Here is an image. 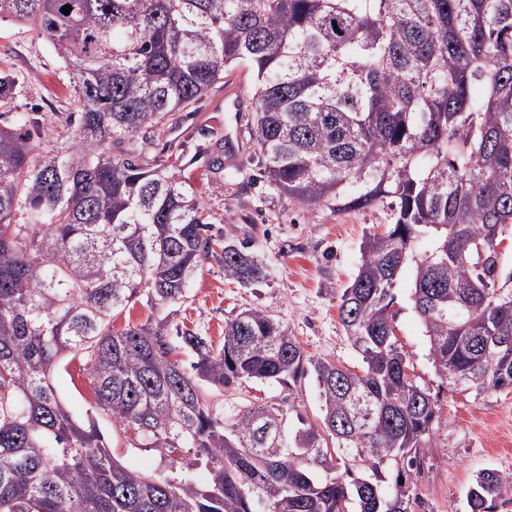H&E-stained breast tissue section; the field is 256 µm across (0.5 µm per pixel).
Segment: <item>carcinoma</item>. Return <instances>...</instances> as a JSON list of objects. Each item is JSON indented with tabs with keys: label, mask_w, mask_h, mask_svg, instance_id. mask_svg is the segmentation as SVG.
Returning <instances> with one entry per match:
<instances>
[{
	"label": "carcinoma",
	"mask_w": 512,
	"mask_h": 512,
	"mask_svg": "<svg viewBox=\"0 0 512 512\" xmlns=\"http://www.w3.org/2000/svg\"><path fill=\"white\" fill-rule=\"evenodd\" d=\"M7 17L49 38L83 108L55 154L39 147L52 123L0 126V512H411L440 413L395 339L408 263L435 372L512 391V349L480 355L512 345L498 251L512 239V0H0ZM239 62L255 73L252 136L274 188L336 213L396 198L339 298L359 371L306 355L258 308L217 344L151 320L112 327L140 296L181 302L212 257L244 288L266 279L245 246L210 233L178 163L134 160L136 133ZM425 233L433 246L417 258ZM68 359L97 408L169 469L124 466L69 411L55 387ZM310 375L317 423L298 413ZM251 381L287 389L288 409L226 414L213 400ZM465 500L467 512L511 505L512 475L480 472Z\"/></svg>",
	"instance_id": "carcinoma-1"
}]
</instances>
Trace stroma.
<instances>
[{
  "instance_id": "35a3bbf8",
  "label": "stroma",
  "mask_w": 512,
  "mask_h": 512,
  "mask_svg": "<svg viewBox=\"0 0 512 512\" xmlns=\"http://www.w3.org/2000/svg\"><path fill=\"white\" fill-rule=\"evenodd\" d=\"M0 72L15 77L12 99L0 102V126L48 117L53 132L44 150L61 151L76 139L70 120L80 100L71 71L35 27L0 21ZM254 74L244 63L229 66L224 77L192 105L177 112L164 128L137 133L144 142L141 164L182 160L193 174L194 189L210 215L211 232L244 245L264 260L261 284L241 287L227 279L221 264L209 260L190 276L183 302L162 311L139 297L126 307L115 329L160 320L169 330L189 328L219 341L226 322L246 308L268 311L294 336L305 353L349 368L361 367L338 317L339 296L362 262L367 236L393 223L389 200L355 212L334 213L302 207L269 185L252 140ZM219 166H212V159ZM413 271L405 269L395 291V337L410 359V371L440 407L428 474L419 481V504L412 512H464V494L484 469L512 474V392L453 386L439 377L430 344L410 301ZM57 391L71 412L102 434L112 454L145 474L163 463L157 451L136 447L130 434L95 405L85 372L58 371ZM285 393L274 383H245L217 394L232 409L250 403H280Z\"/></svg>"
}]
</instances>
